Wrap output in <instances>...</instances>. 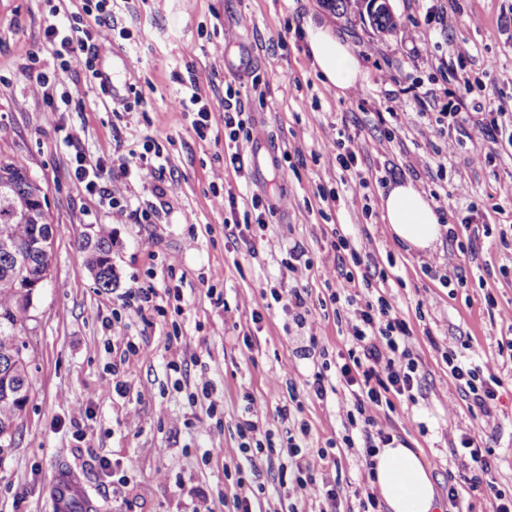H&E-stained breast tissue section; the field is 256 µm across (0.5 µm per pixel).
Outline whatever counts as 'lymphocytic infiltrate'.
I'll list each match as a JSON object with an SVG mask.
<instances>
[{
    "label": "lymphocytic infiltrate",
    "instance_id": "f902f5d3",
    "mask_svg": "<svg viewBox=\"0 0 512 512\" xmlns=\"http://www.w3.org/2000/svg\"><path fill=\"white\" fill-rule=\"evenodd\" d=\"M49 43L59 45L63 61L59 70L53 74L37 72L34 89L46 102H53L58 85L64 84L71 72L72 64L78 63L92 67L99 55V48L89 32L83 28L80 18H73L67 28L61 29L51 25L45 29ZM172 105L180 111L193 114L192 128L199 139H206L212 125V113L204 97L197 78H190L180 95ZM251 135L249 115L244 103L225 102L224 104V155L235 167L243 171L244 161L239 145L249 140ZM137 173L145 178H156L158 170L143 159L121 157L117 168L103 164L86 163L84 157H77L73 176L78 183L84 184L87 191L108 200L116 208H125L127 200L119 189L113 185L114 174L128 176ZM346 324L351 337V346L339 368V382L345 388L356 412L349 418V427L357 423L376 426V413L383 405L387 394H395L413 399L414 388L418 383L417 366L409 359V340L412 331L407 322L401 318L386 299L364 300L350 310ZM448 368L451 377L461 391L472 393V401L483 416H490V403L497 397V391L489 385H478L479 374L470 363L457 358H449ZM308 429H301L299 436L288 437L286 451L295 461V481L302 499L322 498L330 506H337L339 493L336 488L318 484L314 474L313 449L303 448L302 439L308 436ZM479 435L465 432L459 437V448L468 454L482 475L487 476L486 487L496 499L495 512H512V497L491 482L490 449L480 447Z\"/></svg>",
    "mask_w": 512,
    "mask_h": 512
}]
</instances>
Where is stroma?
Returning <instances> with one entry per match:
<instances>
[{"label": "stroma", "mask_w": 512, "mask_h": 512, "mask_svg": "<svg viewBox=\"0 0 512 512\" xmlns=\"http://www.w3.org/2000/svg\"><path fill=\"white\" fill-rule=\"evenodd\" d=\"M400 24L375 32L367 18L342 15L323 0H114L112 15L85 14V0H0V155L23 158L42 186L54 226L50 275L25 322L30 399L15 446L0 455V512H49L57 473L79 475L101 512H227L247 494L255 512H325V500H302L294 465L281 445L308 426L307 443L323 449L317 481L338 486L341 512H362L369 483L363 440L346 447L344 394L310 396L307 382L324 371L335 379L351 346L331 303L336 230L351 234L360 264L345 262L350 293L385 297L409 324L418 363L414 401L393 398L378 422L421 451L443 512H495L484 488H472L471 460L453 451L462 432L479 431L491 449V475L512 494V245L500 231L512 223V147L470 139V126L428 127L442 112H498L512 122V0H389ZM434 10L426 41L412 45V20ZM82 17L105 52L97 66L113 89L66 83L69 101L47 104L26 74L31 57L50 73L59 64L45 38L48 25ZM479 25H467L468 17ZM327 19L359 58L361 87L336 96L310 64L304 28ZM469 54L457 57L455 47ZM233 59L227 69L225 59ZM194 69L213 113V131L199 140L192 116L173 110L174 73ZM472 91L459 102L457 80ZM232 84L252 118L255 144L270 151L260 172H236L224 162V86ZM147 105L133 107L135 93ZM76 136L75 144L64 140ZM353 137L356 164L342 168L325 149L339 133ZM162 151L163 197L153 180L131 177L120 187L124 211L88 195L71 177L76 153L111 163ZM367 187L355 194L358 180ZM412 181L456 225L462 254L440 238L434 251L406 252L388 234L380 193ZM222 182L238 212L252 197L272 198L276 212L249 239L224 226L211 187ZM336 195L323 203L321 192ZM155 202L157 223L133 211ZM112 233L116 288H98L78 240L99 227ZM300 246L309 268L288 270V250ZM224 274L210 286L211 270ZM156 288L155 307L127 301L129 289ZM307 289L311 314L297 329L281 304L263 299L272 288ZM178 289L179 300L168 290ZM144 347L148 356L136 355ZM491 366L500 386L492 420L473 409L448 372V353ZM290 376H282V365ZM290 416L281 419L279 411ZM257 409L273 450L237 475L233 448L239 426ZM167 469L159 477V469ZM456 487L457 504L448 489Z\"/></svg>", "instance_id": "35a3bbf8"}]
</instances>
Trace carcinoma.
<instances>
[{
  "label": "carcinoma",
  "mask_w": 512,
  "mask_h": 512,
  "mask_svg": "<svg viewBox=\"0 0 512 512\" xmlns=\"http://www.w3.org/2000/svg\"><path fill=\"white\" fill-rule=\"evenodd\" d=\"M344 13L364 15L366 0H326ZM370 26L389 33L398 19L389 7L368 14ZM54 236L47 204L41 201V187L17 157H0V239L6 237L29 252L25 268L15 266L0 250V436L14 434L29 397L30 354L23 336V320L30 305V285L42 278L47 266L38 253V243ZM85 254L95 283L109 290L116 285L112 267V235L99 229L94 238L77 241Z\"/></svg>",
  "instance_id": "obj_1"
}]
</instances>
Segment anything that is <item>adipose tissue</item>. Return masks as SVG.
I'll return each instance as SVG.
<instances>
[{
    "instance_id": "adipose-tissue-1",
    "label": "adipose tissue",
    "mask_w": 512,
    "mask_h": 512,
    "mask_svg": "<svg viewBox=\"0 0 512 512\" xmlns=\"http://www.w3.org/2000/svg\"><path fill=\"white\" fill-rule=\"evenodd\" d=\"M311 64L326 85L343 96L364 78L358 57L332 28H307ZM381 218L393 239L413 251L433 248L442 218L412 181L390 184L380 197ZM372 485L388 512H436L438 507L429 464L399 439L378 448L372 457Z\"/></svg>"
}]
</instances>
